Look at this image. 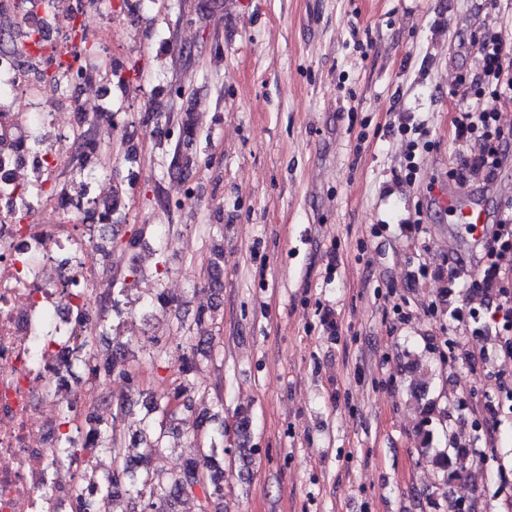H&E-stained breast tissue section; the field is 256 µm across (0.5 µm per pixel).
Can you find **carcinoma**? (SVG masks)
I'll return each mask as SVG.
<instances>
[{
    "label": "carcinoma",
    "mask_w": 512,
    "mask_h": 512,
    "mask_svg": "<svg viewBox=\"0 0 512 512\" xmlns=\"http://www.w3.org/2000/svg\"><path fill=\"white\" fill-rule=\"evenodd\" d=\"M89 38L84 36L74 59L86 57L79 69L95 73L98 66L87 61L97 45L87 46ZM179 145L175 146L167 167L171 180H183L198 167V155L183 151L180 145L191 146L201 136L194 113L186 112L178 121ZM120 201V188L112 191V199L92 200L90 210L98 215L99 223L109 220ZM215 259L208 273V283L217 288L221 285L224 271V251L215 249ZM141 274L140 268L132 265L125 275L118 277L109 274L104 288L100 289L97 305V334L83 343L85 356L77 362L86 374L89 383L102 384L118 376L130 386H138L132 362L136 360L130 342L114 343L112 348L100 349V339L113 330V318L122 313V297L134 287ZM145 314L154 318L176 303L175 297L164 288L141 299ZM217 309L201 306L194 322L180 323L176 330L181 332L186 345L182 364L174 372V378L161 380L162 391L149 394L150 405L140 419L139 440L128 444L123 423L133 414L131 401L119 398L112 404V417L104 419L94 413L85 417L84 452L98 456L106 454L112 458V470L101 478L93 475L84 477L86 486L75 482L68 483V493L74 512H178L177 506L185 498L196 501L197 512H218L217 507L224 502V455L239 454L247 459L251 449L247 444L251 438L253 418L247 411L237 413L232 427L234 448L224 447L226 423L207 434L208 446L199 454L185 460L177 472H170L153 464V459L165 447L169 434L184 425L185 417L192 416L193 437L208 429L218 413L208 407L203 400H196L198 392L196 372L198 363L195 354L199 351L214 353V337L200 334L199 327L214 322ZM412 392L420 402L419 421L415 430L419 444L424 450L434 451L433 462L437 468L440 485L452 486L464 477L458 467L459 461L469 455H480L476 448L461 444L454 434L448 431V409L440 408L438 399L428 396L427 386L414 382Z\"/></svg>",
    "instance_id": "1"
}]
</instances>
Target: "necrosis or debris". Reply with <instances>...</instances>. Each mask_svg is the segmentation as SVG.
Listing matches in <instances>:
<instances>
[{"mask_svg": "<svg viewBox=\"0 0 512 512\" xmlns=\"http://www.w3.org/2000/svg\"><path fill=\"white\" fill-rule=\"evenodd\" d=\"M88 13L73 0H57L49 17L0 0V32L22 42L0 51V512H50V489L51 512H70L58 487L83 457L75 446L58 452L57 425L62 415L77 423L97 407L94 388L64 376L56 347L41 346L54 331L91 335L94 320L79 315L94 308L100 268L112 259L51 192L79 127L94 125L102 143L119 131L102 112L110 71L77 77L75 106L45 76L48 66L71 61L70 24Z\"/></svg>", "mask_w": 512, "mask_h": 512, "instance_id": "4bbe7bcc", "label": "necrosis or debris"}]
</instances>
